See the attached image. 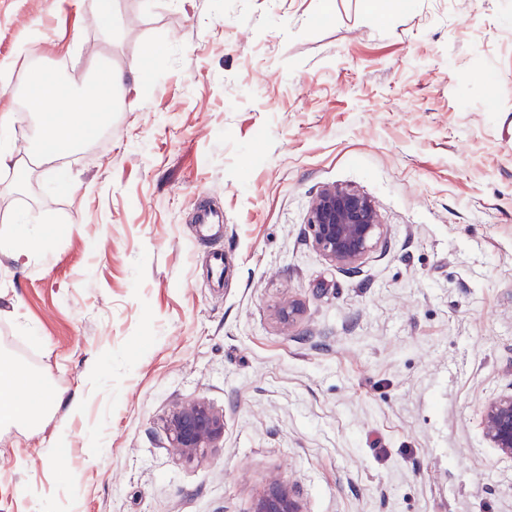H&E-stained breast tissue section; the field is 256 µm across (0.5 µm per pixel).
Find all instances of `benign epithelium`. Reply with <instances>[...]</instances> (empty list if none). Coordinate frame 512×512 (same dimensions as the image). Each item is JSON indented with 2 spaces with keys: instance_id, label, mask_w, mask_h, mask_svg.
I'll return each mask as SVG.
<instances>
[{
  "instance_id": "benign-epithelium-1",
  "label": "benign epithelium",
  "mask_w": 512,
  "mask_h": 512,
  "mask_svg": "<svg viewBox=\"0 0 512 512\" xmlns=\"http://www.w3.org/2000/svg\"><path fill=\"white\" fill-rule=\"evenodd\" d=\"M312 246L332 265L360 272L366 257L382 242L385 229L375 202L358 189L332 184L311 200L307 213ZM491 447L512 458V391L489 399L481 415ZM172 453L183 460L207 454L224 437V414L203 400L175 403L166 420ZM252 512H305L296 493L279 479L258 493Z\"/></svg>"
}]
</instances>
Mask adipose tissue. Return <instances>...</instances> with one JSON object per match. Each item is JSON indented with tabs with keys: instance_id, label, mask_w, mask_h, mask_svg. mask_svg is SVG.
I'll return each mask as SVG.
<instances>
[{
	"instance_id": "1",
	"label": "adipose tissue",
	"mask_w": 512,
	"mask_h": 512,
	"mask_svg": "<svg viewBox=\"0 0 512 512\" xmlns=\"http://www.w3.org/2000/svg\"><path fill=\"white\" fill-rule=\"evenodd\" d=\"M139 72L110 67L85 84L76 97L69 82L42 72L27 91L25 110L32 121L21 133V143L0 144V169L27 173V161L39 157L53 164L111 121L119 93L135 88ZM56 398L48 378L37 372L21 373L9 357L0 358V426L35 429L53 412Z\"/></svg>"
}]
</instances>
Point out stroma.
<instances>
[{
  "mask_svg": "<svg viewBox=\"0 0 512 512\" xmlns=\"http://www.w3.org/2000/svg\"><path fill=\"white\" fill-rule=\"evenodd\" d=\"M98 58L144 73L103 144L0 171V352L64 398L0 434V512H251L275 476L306 512H512L481 427L512 390V0H119L108 29L0 0V113L31 62ZM332 183L386 226L357 274L305 231ZM196 399L224 438L185 461ZM172 453L194 460L217 448L224 437V414L203 400L176 402L166 420Z\"/></svg>",
  "mask_w": 512,
  "mask_h": 512,
  "instance_id": "obj_1",
  "label": "stroma"
}]
</instances>
